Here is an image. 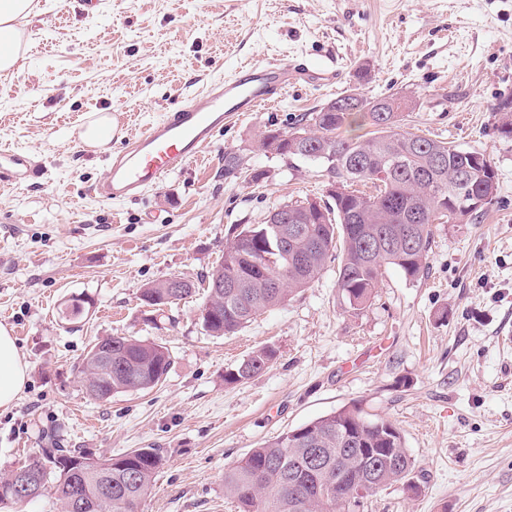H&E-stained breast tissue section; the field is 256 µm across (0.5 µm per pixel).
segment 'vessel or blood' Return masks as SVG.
I'll return each mask as SVG.
<instances>
[{"instance_id":"obj_1","label":"vessel or blood","mask_w":512,"mask_h":512,"mask_svg":"<svg viewBox=\"0 0 512 512\" xmlns=\"http://www.w3.org/2000/svg\"><path fill=\"white\" fill-rule=\"evenodd\" d=\"M336 75L331 57L317 65L245 63L231 77L215 80L204 92L184 98L135 139L113 133L118 146L109 171L92 191L105 201L137 200L167 175L197 161L217 131L260 107L273 105L288 86L330 82ZM38 171V165L23 152L0 153L1 185Z\"/></svg>"}]
</instances>
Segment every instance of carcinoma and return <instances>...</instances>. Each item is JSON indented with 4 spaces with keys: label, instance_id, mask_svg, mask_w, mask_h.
<instances>
[{
    "label": "carcinoma",
    "instance_id": "obj_1",
    "mask_svg": "<svg viewBox=\"0 0 512 512\" xmlns=\"http://www.w3.org/2000/svg\"><path fill=\"white\" fill-rule=\"evenodd\" d=\"M376 98L345 95L303 116L312 121L303 142L287 133L268 130L261 148L296 161H321L328 175L342 178L348 190L324 209H308L295 242L296 258L278 256V225L243 224L224 245L220 261L208 272L199 320L213 336L233 334L254 317L276 308L311 287L326 263L338 254L337 288L350 309L360 311L374 298L384 271L393 267L409 281L422 278L428 268L435 224L448 222L452 197L497 193L498 182L485 166L472 161L476 150L457 148L401 127V114L386 111ZM374 128L367 138H345L342 128L356 121ZM242 159L224 157V174L243 173ZM245 174V173H243ZM267 172L245 174L252 182ZM368 184L371 193L355 189ZM224 287H213L215 277ZM169 280L142 288V305L163 310L196 294L190 286L177 294ZM86 309L81 296L61 303L59 316L79 319ZM112 348L107 368L100 349ZM277 352L264 346L227 370L228 384L246 383L263 374ZM171 365L168 348L130 336H105L87 352L80 373L89 381L87 394L107 400L114 394L148 391L162 382ZM30 482L49 487L62 512H70L72 489L79 484L82 512H140L144 496L163 464L156 448H137L117 457L95 458L81 448H44L33 457ZM371 483L370 493L400 484L421 492L415 464L405 448L402 432L391 422L372 418L358 406H344L252 449L224 470V491L240 512H360L363 501L350 496L349 485L359 477Z\"/></svg>",
    "mask_w": 512,
    "mask_h": 512
}]
</instances>
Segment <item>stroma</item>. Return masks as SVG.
Listing matches in <instances>:
<instances>
[{"label":"stroma","instance_id":"stroma-1","mask_svg":"<svg viewBox=\"0 0 512 512\" xmlns=\"http://www.w3.org/2000/svg\"><path fill=\"white\" fill-rule=\"evenodd\" d=\"M16 72L0 76V147L28 152L41 177L0 187V324L28 365L0 409V476L44 448L113 457L160 449L141 512H238L224 469L252 448L343 406L400 428L421 492L393 486L364 512H512V0H38ZM336 58L331 85L292 86L271 108L217 133L202 157L136 202L92 186L109 160L79 133L111 113L139 134L184 95L246 61ZM404 96L405 130L484 152L498 174L491 206L433 227L416 282L387 268L370 304L343 303L336 263L236 334L209 335L202 296L149 315L145 284L198 279L233 226L263 223L291 199H324L315 162L290 167L263 133L351 92ZM268 171L228 178L224 157ZM93 301L69 323L58 306ZM104 336L166 346L156 388L91 399L79 365ZM270 345L276 362L243 384L224 372Z\"/></svg>","mask_w":512,"mask_h":512}]
</instances>
